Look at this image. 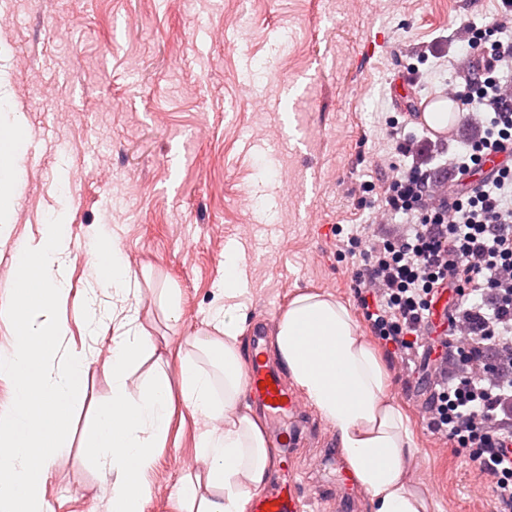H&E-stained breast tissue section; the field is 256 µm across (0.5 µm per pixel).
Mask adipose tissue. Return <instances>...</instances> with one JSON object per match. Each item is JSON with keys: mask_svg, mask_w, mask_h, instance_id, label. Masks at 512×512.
I'll use <instances>...</instances> for the list:
<instances>
[{"mask_svg": "<svg viewBox=\"0 0 512 512\" xmlns=\"http://www.w3.org/2000/svg\"><path fill=\"white\" fill-rule=\"evenodd\" d=\"M24 127L17 112L0 113V231L13 222L22 180ZM86 275L101 288L129 291L137 277L119 249L90 248ZM223 314L213 315L217 338L206 351L217 352L215 372L183 362L182 399L193 413L220 416L221 432H206L202 453L212 460L205 475L182 476L180 512H246L252 493L264 485L272 457L258 417L241 409L245 392L240 297L246 293L235 253L224 255ZM275 345L294 384L330 424L347 469L369 498L372 512H422L424 503L409 488L407 464L413 454L401 410L387 397V374L378 354L357 332L348 309L319 294L293 298L276 326ZM147 349L138 335L116 341L112 362V402L86 434L90 460L99 467L110 512H144L148 496L144 473L153 450L168 432L173 393L164 370L132 394L126 373ZM215 497L200 495V485Z\"/></svg>", "mask_w": 512, "mask_h": 512, "instance_id": "adipose-tissue-1", "label": "adipose tissue"}]
</instances>
